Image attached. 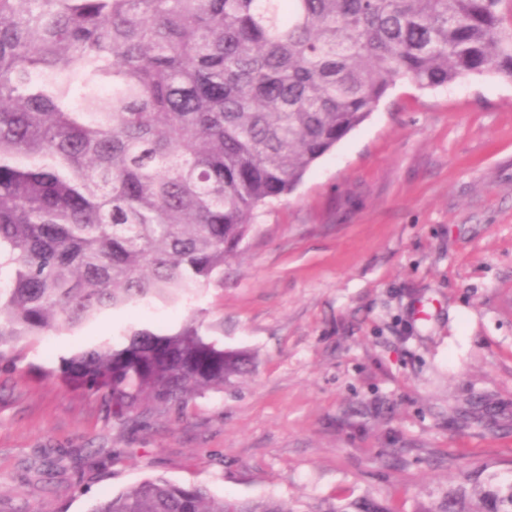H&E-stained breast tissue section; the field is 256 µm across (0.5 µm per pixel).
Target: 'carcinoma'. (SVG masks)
Listing matches in <instances>:
<instances>
[{"label": "carcinoma", "instance_id": "cac0c4a2", "mask_svg": "<svg viewBox=\"0 0 512 512\" xmlns=\"http://www.w3.org/2000/svg\"><path fill=\"white\" fill-rule=\"evenodd\" d=\"M512 81V0H0V365L101 313L223 281L254 212L289 195L388 89ZM248 359L191 317L60 357L123 418L221 391ZM89 512H303L146 478ZM321 512H393L365 494ZM420 512H512L472 463Z\"/></svg>", "mask_w": 512, "mask_h": 512}]
</instances>
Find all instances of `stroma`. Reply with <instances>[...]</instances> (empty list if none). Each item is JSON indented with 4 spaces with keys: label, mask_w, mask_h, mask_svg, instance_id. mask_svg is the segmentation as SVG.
I'll return each instance as SVG.
<instances>
[{
    "label": "stroma",
    "mask_w": 512,
    "mask_h": 512,
    "mask_svg": "<svg viewBox=\"0 0 512 512\" xmlns=\"http://www.w3.org/2000/svg\"><path fill=\"white\" fill-rule=\"evenodd\" d=\"M193 314L251 371L121 422L44 370L129 314L0 367V512H88L153 476L308 512L367 492L416 512L469 461H511L512 82L398 81L256 210L223 283L144 323Z\"/></svg>",
    "instance_id": "obj_1"
}]
</instances>
